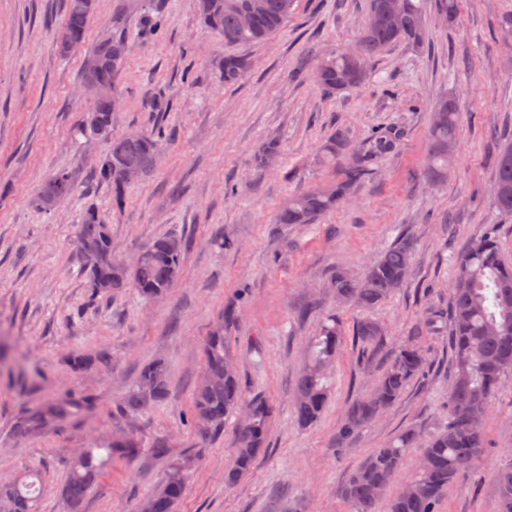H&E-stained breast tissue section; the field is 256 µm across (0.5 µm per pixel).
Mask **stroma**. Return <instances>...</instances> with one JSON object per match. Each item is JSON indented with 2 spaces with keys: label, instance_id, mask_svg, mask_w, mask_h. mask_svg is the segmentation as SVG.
Masks as SVG:
<instances>
[{
  "label": "stroma",
  "instance_id": "stroma-1",
  "mask_svg": "<svg viewBox=\"0 0 512 512\" xmlns=\"http://www.w3.org/2000/svg\"><path fill=\"white\" fill-rule=\"evenodd\" d=\"M152 3L163 21L157 35L144 36L139 21ZM66 7L67 0H0V336L18 364L0 370V474L40 470L42 512H64L59 486L76 450L131 431L137 454L113 456L83 512H136L170 460L182 457L196 464L176 512H350L341 488L372 450L408 425L428 439L448 423V338L421 322L428 307L447 309L456 252L491 227L512 264V217L492 208L494 159L512 140V44L500 28L512 0H464L460 17L446 25L436 0H427L423 46L394 45L370 62L368 83L333 96L314 82V59L356 41L368 0H295L277 33L238 47L251 69L235 84L221 76L228 48L201 27L197 0H98L87 46L116 15L130 42L113 133L162 127L173 138L118 208L111 186L93 179L108 145L81 132L91 106L79 83L82 56L56 48ZM449 94L459 100V157L447 180L428 184L430 106ZM340 130L356 145L392 131L397 144L350 201L313 224L277 223L289 193L339 177V167L318 165L316 155ZM272 136L279 162L258 169L255 155ZM62 169L76 183L74 195L33 208L31 197ZM90 203L110 226L116 258L131 260L163 234L189 240L183 276L169 295L147 302L128 288L90 300L76 244ZM404 237L414 242L407 283L374 310L338 308L327 290L336 272L361 273ZM230 306L239 311L229 336L245 393L272 408L252 471L232 486L224 471L238 416L204 441L181 422L202 375L203 340ZM334 312L349 329L378 320L387 336L375 353L345 338L324 416L305 429L294 418L296 381L309 339ZM410 342L428 356L424 375L384 416L339 443L350 405ZM100 351L110 353L109 365L74 371L73 355ZM155 358L169 365V399L127 419L119 403ZM74 395L84 404L65 421L38 435L16 431L21 412ZM484 428L482 464L449 489L440 512H497L495 475L512 466V376ZM161 439L170 445L164 456L153 452Z\"/></svg>",
  "mask_w": 512,
  "mask_h": 512
}]
</instances>
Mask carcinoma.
<instances>
[{
    "mask_svg": "<svg viewBox=\"0 0 512 512\" xmlns=\"http://www.w3.org/2000/svg\"><path fill=\"white\" fill-rule=\"evenodd\" d=\"M392 0H370L362 32L355 42V53L344 50L319 57L313 78L327 93L353 89L371 75L369 62L396 43L423 44L428 29L424 0H399L400 12L391 11ZM294 0H198L201 23L220 35L227 46H243L267 38L281 29L293 14ZM97 11V0H68L62 39L57 45L62 56L83 47L90 20ZM128 36L120 22L107 40H99L87 55L97 57L100 70L81 69V82L94 83L100 95L87 114L81 132L109 142L106 157L94 170L96 180L112 186L113 201L120 205L130 184L123 171L133 167L139 179L148 177L169 135L159 129L141 133L112 135L111 98L115 82L127 58ZM250 70L242 55L224 56V82L242 80ZM459 105L455 98L438 100L432 108L430 152L426 177L437 183L445 177L448 157L457 153ZM396 145L395 134H376L369 145L356 147L338 131L320 150L323 162L336 161L345 153L351 162L342 165L341 177L313 190H301L288 197L276 218L278 224H311L344 203L353 189L369 175L377 157ZM74 194V182L66 170L56 172L36 192L31 205L47 210L55 201ZM494 210L512 215V142L496 156ZM78 250L87 278L90 296L110 297L132 288L147 301L168 295L179 280L188 241L177 234L156 237L145 245L130 264L112 255V236L101 223L95 208L86 210L76 233ZM413 243L403 240L366 265L359 276L338 271L329 283V291L341 305L364 310L386 302L410 275ZM449 348L453 376L448 390V425L426 441L420 464L408 483L392 496L387 492L405 464L409 450L419 442V431L409 427L396 434L384 446L374 449L353 473L343 489L352 512H437L448 489L465 472L475 470L487 451L484 429L474 431L470 421L484 418L493 398L512 372V266L501 257L494 229L471 240L455 257L453 288L449 298ZM237 318L230 308L210 329L203 345V376L196 386L191 409L185 422L201 437L224 428V420L244 411L247 421L236 434L233 465L224 473V481L233 485L248 472L263 441L269 404L260 398L246 399L238 370L228 350L227 327ZM346 336L344 323L334 314L320 324L309 345V358L299 376L294 414L305 427L316 424L325 409L329 389L327 379ZM355 340L371 350L385 336L382 325L363 319L353 329ZM427 358L421 347L407 344L392 357L380 374L374 389L353 404L339 429V440L348 441L360 428L375 421L401 396L410 383L424 375ZM169 395V369L162 359L143 365L134 384L124 396L125 414L164 403ZM79 408L72 400H47L24 414L17 422L22 434L41 432ZM120 448L132 452L137 443L114 442L107 448H85L70 463L61 495L66 512H82L87 494L103 469L112 462V453ZM194 459L181 458L170 464L159 487L142 502L149 512H175L183 496ZM39 472L21 474L0 481V512H40ZM499 512H512V467L497 475Z\"/></svg>",
    "mask_w": 512,
    "mask_h": 512,
    "instance_id": "carcinoma-1",
    "label": "carcinoma"
}]
</instances>
